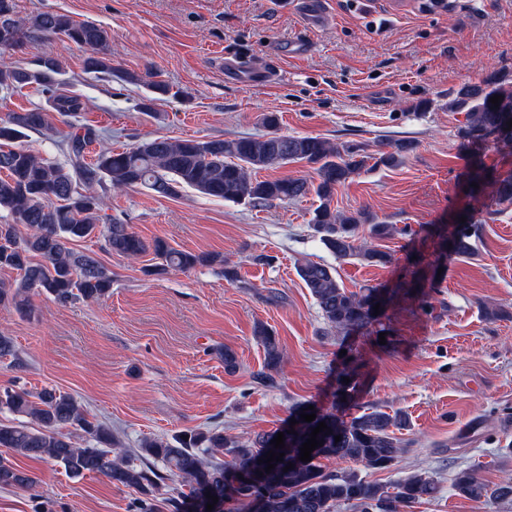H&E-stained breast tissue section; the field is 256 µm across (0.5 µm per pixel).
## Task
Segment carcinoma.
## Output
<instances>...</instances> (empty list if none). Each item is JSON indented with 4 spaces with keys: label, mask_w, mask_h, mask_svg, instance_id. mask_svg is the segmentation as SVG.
I'll return each instance as SVG.
<instances>
[{
    "label": "carcinoma",
    "mask_w": 512,
    "mask_h": 512,
    "mask_svg": "<svg viewBox=\"0 0 512 512\" xmlns=\"http://www.w3.org/2000/svg\"><path fill=\"white\" fill-rule=\"evenodd\" d=\"M8 14L12 23L0 22V55L31 43L65 40L90 50L84 70L96 79L112 77L109 35L92 22H77L59 12H40L28 18L16 16L15 0H0V17ZM61 64L47 54L37 69L12 66L0 58V87L13 90L32 86L45 99L46 106L12 112L0 120V210L11 222L0 224V268L19 272L9 286L0 284V308L20 312L32 310L31 297L45 293L61 305L97 301L112 292V275L91 253L80 252L70 244L103 237L106 247L116 254L137 259L150 252L158 262L145 269L149 275H162L170 269L189 271L197 267H221L224 279L235 281L237 271L224 263L218 253H193L172 247L163 239L150 242L132 231L130 225L104 214V197L89 192L95 185L105 190L144 188L159 197L180 195L191 188L198 193L234 204L267 206L274 201H292L315 195L319 204L309 221L313 237L338 260L355 258L376 267L393 261L379 242L407 229L378 220L361 209L352 214L331 207L336 187L372 166L396 167L415 149L412 140H396L392 151L370 153L363 142L333 143L316 136L285 135L278 132L279 118L269 112L262 118L267 133L216 140L179 139L157 136L122 151L104 150L87 161L86 148L95 130L87 127L72 132L53 146L64 161H52L19 144L28 132L50 131L48 113L62 119L87 110L81 94L60 88ZM501 97L499 106L490 98ZM448 108L465 113L459 129L462 145L470 150L467 184L470 193L479 194L485 186L495 189L496 200L512 203V173H495L480 159V147L494 142L501 149H512V85L494 77L467 83L453 92ZM301 163L314 177L259 179L260 170ZM478 187H472V183ZM433 244V261L422 264L407 254L406 271L390 287H367L349 291L337 281L336 269L325 263L305 261L296 270L315 300L326 330L347 334L378 321L399 300L437 287L442 280L438 269L446 267L448 256L468 258L481 240V222L466 215V222L433 224L424 229ZM380 314H374L375 304ZM264 351V364L255 379L273 381L282 352L274 332L261 324L254 330ZM0 410L14 415L0 421V448L18 456L48 459L72 477L98 474L116 486L138 489L142 498L135 512H207L210 499L218 497L223 512H252V502L262 499L263 512H333L347 505L353 512H407L422 500L441 492L440 482L428 472H412L389 484L372 480L374 473L391 470L409 446L396 432L410 427L407 414L372 410L344 419L334 412L308 409L300 403L293 408L298 420L284 441L283 461L265 472L253 461L272 450L270 441L278 430L262 432L247 442L230 439L217 428L190 431L169 441L146 438L140 455L163 463L166 473L155 468L130 464L126 450L117 446L102 424L88 419L73 396L55 388L31 392L16 385L0 388ZM315 413L312 422L300 414ZM330 431L317 435L322 445L311 452V461L300 460V448L318 423ZM81 431L93 444L79 447L72 431ZM341 441H335V437ZM229 456L222 460L220 456ZM321 458H335L352 467L338 474L326 473ZM294 468L283 471L289 464ZM170 476L183 479L190 498L183 495L158 499L153 489ZM33 478L11 460L0 457V486L26 488ZM455 494L473 501L512 502V480L489 483L476 470L462 468L451 479Z\"/></svg>",
    "instance_id": "obj_1"
}]
</instances>
